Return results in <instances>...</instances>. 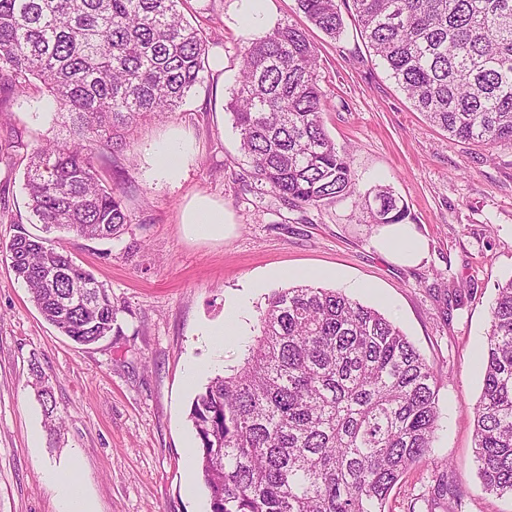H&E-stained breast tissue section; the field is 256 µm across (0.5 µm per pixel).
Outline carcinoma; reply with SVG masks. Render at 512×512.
Here are the masks:
<instances>
[{
    "instance_id": "cac0c4a2",
    "label": "carcinoma",
    "mask_w": 512,
    "mask_h": 512,
    "mask_svg": "<svg viewBox=\"0 0 512 512\" xmlns=\"http://www.w3.org/2000/svg\"><path fill=\"white\" fill-rule=\"evenodd\" d=\"M188 0H0V79L37 80L58 106L63 143L28 157L25 189L45 229L117 237L121 192L96 167L123 151L121 131L178 109L208 64L211 33ZM361 34L415 109L448 135L512 143V0H352ZM328 37L336 0H297ZM315 49L284 23L250 42L227 110L256 181L291 206L353 194L350 157L323 123ZM370 224L407 210L375 189ZM11 267L44 319L81 345L112 331L117 309L71 256L23 230ZM243 365L193 401L198 465L211 512H388L393 488L427 460L439 420V375L378 310L335 289L273 293ZM480 350L474 462L486 493L512 497V276L497 285ZM433 493L462 507L452 468Z\"/></svg>"
}]
</instances>
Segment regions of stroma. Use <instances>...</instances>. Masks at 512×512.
Segmentation results:
<instances>
[{
	"mask_svg": "<svg viewBox=\"0 0 512 512\" xmlns=\"http://www.w3.org/2000/svg\"><path fill=\"white\" fill-rule=\"evenodd\" d=\"M344 31L327 37L296 0H260L259 19L242 0H189V20L210 18L204 80L186 104L130 129L127 149L99 167L118 185L129 216L114 239L60 235V250L90 269L118 310L110 336L75 344L48 324L10 268L17 229L41 235L27 208L26 157L60 137L47 94L0 86V512H61L51 474L79 481L93 512H210L208 491L187 450L190 420L208 381L241 363L275 291L320 273L331 288L399 326L440 378L439 426L428 463L412 468L389 497L390 512H448L422 500L452 464L462 512H512L487 494L473 455L474 408L482 384L478 354L499 282L512 277V144L450 138L417 112L367 49L349 7ZM280 23L304 29L320 64L324 126L351 160L354 193L292 207L251 176L225 103L241 51ZM179 135L189 160L178 183L155 174V154ZM390 187L423 243L420 259L383 252L382 226L366 221L364 197ZM206 196L224 207V231L193 235L186 205ZM240 304L243 331L223 345L204 340ZM200 363L189 375L192 363ZM51 387L60 434L50 435L33 368Z\"/></svg>",
	"mask_w": 512,
	"mask_h": 512,
	"instance_id": "obj_1",
	"label": "stroma"
}]
</instances>
